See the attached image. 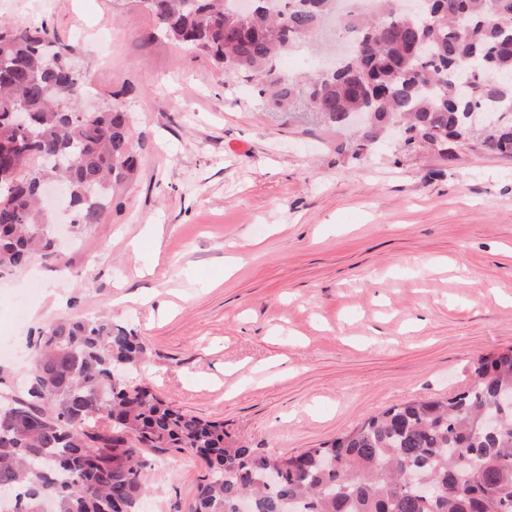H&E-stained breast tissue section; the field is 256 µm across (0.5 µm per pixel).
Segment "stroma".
<instances>
[{
  "instance_id": "stroma-1",
  "label": "stroma",
  "mask_w": 512,
  "mask_h": 512,
  "mask_svg": "<svg viewBox=\"0 0 512 512\" xmlns=\"http://www.w3.org/2000/svg\"><path fill=\"white\" fill-rule=\"evenodd\" d=\"M46 25L87 107L126 109L139 165L99 223L0 280V337L23 377L59 318L104 315L147 346L136 378L264 454L319 448L371 414L469 389L512 348V157L400 144L358 163L348 139L276 117L253 86L159 30L140 0H0ZM206 470L153 462L145 512H188Z\"/></svg>"
}]
</instances>
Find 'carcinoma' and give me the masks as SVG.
Here are the masks:
<instances>
[{
	"label": "carcinoma",
	"mask_w": 512,
	"mask_h": 512,
	"mask_svg": "<svg viewBox=\"0 0 512 512\" xmlns=\"http://www.w3.org/2000/svg\"><path fill=\"white\" fill-rule=\"evenodd\" d=\"M174 41L254 82L273 112L327 130L360 110L369 122L348 148L360 162L382 134L450 158L480 138L512 155V0H423L408 17L376 0L378 20L346 14L355 53L335 72L286 78L276 60L315 39L336 0H275L238 19L226 0H140ZM85 76L44 27L0 25V276L37 259L67 268L35 202L37 181L67 185L72 224L99 223L110 183L136 170L135 131L116 107L83 112ZM29 112L26 127L10 117ZM26 387L0 406V491L11 512H141L151 458L192 455L207 475L190 512H512V349L480 359L452 397L415 400L369 417L322 448L267 456L224 440V423L180 413L127 373L145 358L134 330L105 316L62 318L31 344Z\"/></svg>",
	"instance_id": "1"
}]
</instances>
